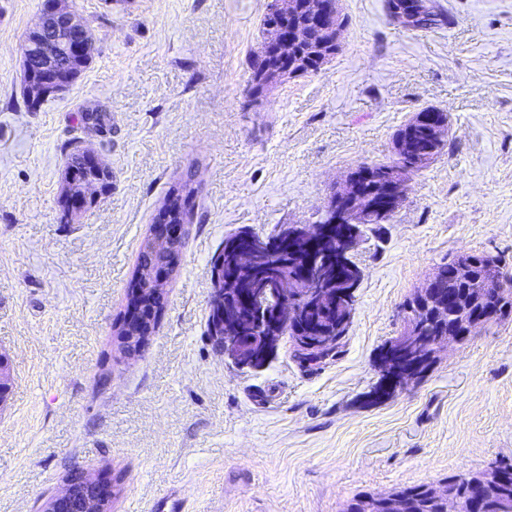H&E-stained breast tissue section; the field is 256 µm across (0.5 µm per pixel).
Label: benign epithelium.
I'll return each instance as SVG.
<instances>
[{"mask_svg":"<svg viewBox=\"0 0 512 512\" xmlns=\"http://www.w3.org/2000/svg\"><path fill=\"white\" fill-rule=\"evenodd\" d=\"M431 11L429 0H404L393 10V19L403 28ZM272 22L261 54L284 62L280 72L294 76L289 50L297 43V18L303 15L316 31L336 29L335 2L326 3L317 12L306 10L302 0H270ZM35 35L26 40L23 69L25 87L41 97L54 96L70 85L72 74L66 61L82 59L92 53L93 40L89 22L79 16L65 0H42ZM440 110L421 112L414 123L425 127L430 138L438 142L448 133V121L439 117ZM83 167L92 175L83 177L71 167L65 176L62 204L69 212H78L95 204L110 187L109 169L92 151L84 153ZM372 183L376 197L365 204L363 184ZM409 180L407 170L395 168L387 172L365 170L345 184L336 186L312 224H287L279 227L275 240L266 234L247 231L224 240V251L230 256L228 265L218 264L212 278L210 305L211 334L236 368L248 372L264 370L276 357L284 334L291 335L293 350L304 353H332L336 347V328L349 323L354 309V296L363 278L362 268L354 262L355 251L363 238L369 218L396 212L402 205ZM186 231L184 224H156L149 235L148 246L160 243L169 247L167 258L151 271L160 288L167 275L176 268L179 243ZM304 244L307 256L297 273L281 272L282 253H288V264L297 256L298 244ZM482 265L484 273L476 278L470 270ZM243 266H253L257 275L250 283L235 289L239 302H226L224 283L237 281ZM467 277L472 287L490 292L483 309L470 311L459 306L456 293L445 288L450 277ZM337 283L338 288H321L320 282ZM430 307L433 312L448 307L457 312L455 324L448 333L432 335L429 323L412 314ZM411 315L405 316L403 330L379 351L376 368L382 377V388L375 397L383 398L404 385L421 379L438 361L449 344H459L481 328L499 322L512 311V277L499 261L483 255V261L464 252L440 265L423 286L416 289L406 303ZM155 311L130 307L126 321L139 328L153 322ZM505 475L495 466L471 478L477 500L483 501L503 491ZM429 494L445 505V512H462L461 500L441 481L428 486ZM373 498L386 512H403V496L394 492L375 493ZM109 494L92 479L71 478L65 491L49 500L45 512H108Z\"/></svg>","mask_w":512,"mask_h":512,"instance_id":"obj_1","label":"benign epithelium"}]
</instances>
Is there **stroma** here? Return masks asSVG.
<instances>
[{"instance_id":"obj_1","label":"stroma","mask_w":512,"mask_h":512,"mask_svg":"<svg viewBox=\"0 0 512 512\" xmlns=\"http://www.w3.org/2000/svg\"><path fill=\"white\" fill-rule=\"evenodd\" d=\"M448 25L407 30L386 0H338L341 49L252 105L249 59L266 0H68L92 63L29 109L24 39L41 0H0V512H39L69 475L112 489L111 512H342L392 492L512 461V317L374 402V360L403 305L467 251L512 275V0H433ZM446 112L442 155L356 253L364 276L341 353L303 370L289 345L263 371L225 360L208 332L212 265L249 228L312 224L361 163L392 161L396 131ZM104 112L84 126L82 111ZM112 174L97 204L58 198L73 145ZM195 207L140 352L116 327L169 188Z\"/></svg>"}]
</instances>
